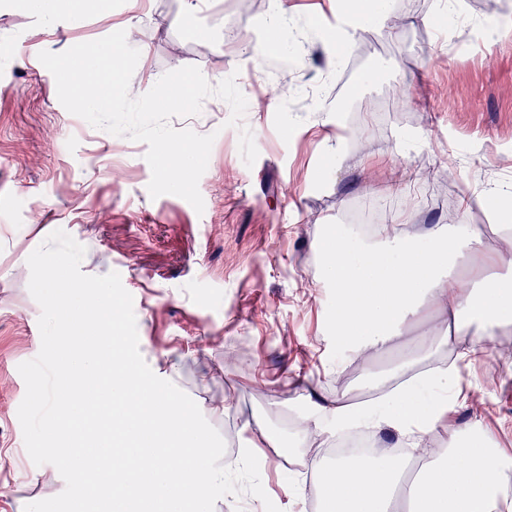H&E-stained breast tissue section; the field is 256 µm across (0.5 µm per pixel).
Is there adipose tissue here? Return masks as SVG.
<instances>
[{"label":"adipose tissue","mask_w":512,"mask_h":512,"mask_svg":"<svg viewBox=\"0 0 512 512\" xmlns=\"http://www.w3.org/2000/svg\"><path fill=\"white\" fill-rule=\"evenodd\" d=\"M502 220L501 246L485 252L469 224L438 228L417 244L392 226L383 242L365 246L333 233L322 252V274L336 290L331 328L349 360H372L394 349L410 326L436 320L441 343L465 363L482 359L487 338L512 325V271L498 265L512 254V189L497 184L475 193ZM383 387L372 408H352L343 393L308 401L301 417L306 441L325 442L347 427L389 431L409 455L377 461L371 456L320 455L305 459L318 477L321 512H391L395 485L403 487L406 512H512V454L499 448L480 421L461 425L454 395L463 379L457 368L410 374ZM447 435L434 454L430 438Z\"/></svg>","instance_id":"adipose-tissue-1"}]
</instances>
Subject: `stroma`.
<instances>
[{
	"label": "stroma",
	"instance_id": "obj_1",
	"mask_svg": "<svg viewBox=\"0 0 512 512\" xmlns=\"http://www.w3.org/2000/svg\"><path fill=\"white\" fill-rule=\"evenodd\" d=\"M244 0H78L79 21L38 19L0 0V512L56 496L64 483L34 478L18 419L26 386L20 363L41 348L39 304L28 256L55 230L86 249L85 274L119 273L133 297L139 349L149 364H176L174 384L198 403L228 400L221 436L246 445L263 422L274 445L257 449L262 485L281 512H308L310 496L282 487L285 449L306 452L284 413L308 394L345 392L367 401L370 382L390 380L397 357L414 370L447 363L432 324L412 327L402 354L351 366L330 322L335 295L319 277L327 231L355 236L354 204L382 201L383 222L419 239L436 226L472 224L499 245L489 208L462 198L489 183L512 186V0H392L390 25L363 28L341 52L329 48L335 0H288V31L274 57L268 12ZM140 52L129 92L138 97L168 71L197 66L210 84L235 76L248 100L243 123L259 156L246 166L231 111L210 97L177 129L215 134L199 181L203 212L183 198H151L146 143L114 136L69 113L38 59L115 31ZM393 101L395 113L373 112ZM364 133L333 158L337 126ZM473 387L458 421L480 419L512 449V355L487 352L462 367Z\"/></svg>",
	"mask_w": 512,
	"mask_h": 512
}]
</instances>
